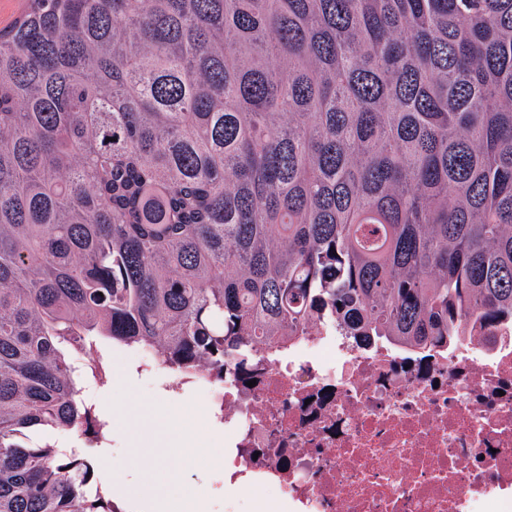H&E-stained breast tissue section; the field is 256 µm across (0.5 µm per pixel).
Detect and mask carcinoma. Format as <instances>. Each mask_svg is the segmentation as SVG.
<instances>
[{
    "label": "carcinoma",
    "mask_w": 512,
    "mask_h": 512,
    "mask_svg": "<svg viewBox=\"0 0 512 512\" xmlns=\"http://www.w3.org/2000/svg\"><path fill=\"white\" fill-rule=\"evenodd\" d=\"M323 316L416 353L512 323V0H28L0 30V512H118L54 438H105L106 350L235 380Z\"/></svg>",
    "instance_id": "1"
}]
</instances>
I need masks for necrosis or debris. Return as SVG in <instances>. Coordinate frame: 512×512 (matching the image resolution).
Listing matches in <instances>:
<instances>
[{"label": "necrosis or debris", "mask_w": 512, "mask_h": 512, "mask_svg": "<svg viewBox=\"0 0 512 512\" xmlns=\"http://www.w3.org/2000/svg\"><path fill=\"white\" fill-rule=\"evenodd\" d=\"M139 374L200 397L236 476L287 512H512V324L426 360L310 324L247 382Z\"/></svg>", "instance_id": "4bbe7bcc"}]
</instances>
